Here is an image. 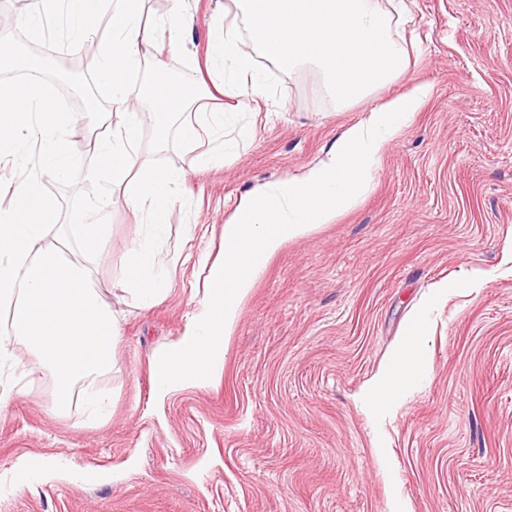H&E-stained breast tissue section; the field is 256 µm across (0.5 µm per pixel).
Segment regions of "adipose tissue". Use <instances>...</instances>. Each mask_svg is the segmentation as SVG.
I'll return each mask as SVG.
<instances>
[{"mask_svg":"<svg viewBox=\"0 0 512 512\" xmlns=\"http://www.w3.org/2000/svg\"><path fill=\"white\" fill-rule=\"evenodd\" d=\"M238 20L213 32L224 66V92L237 103L218 112H198L179 127L189 145L201 137L221 141L232 150L250 134L238 116L246 102L264 99L268 85L259 59L288 68H318L326 91L345 104L366 97L402 74L407 50L393 28L408 11L405 0H232ZM145 0H65L76 26L79 45L96 52L98 76L112 89V132L95 146L102 169L110 176L109 193L87 205L86 221L77 225L85 251L68 256L62 238H49L56 208L32 175L6 187L10 200L0 206V403L18 393L15 377L19 354L35 362L29 380L50 371L52 409L83 405L102 416L108 404L100 379L116 365L121 311L107 302L94 278L103 256L105 235L116 204L141 214L146 239L129 251L126 280L141 305L163 300L171 289L166 264L155 242L167 228L168 205L183 174L161 170L143 160L130 166L131 152L144 123L165 132L173 113L189 110L199 97L195 74L172 78L157 68L154 78L134 86L130 75L143 49L165 34L174 49H184L179 13L164 22L143 20ZM426 87L393 97L367 110L346 128L324 153L297 176L268 181L242 197L223 225L218 254L204 250L196 262L207 271L206 293L180 340L156 354L154 391L164 398L188 385L210 387L224 372V338L240 318L242 304L268 261L288 241L329 224L353 208L369 191L388 144L409 123L428 96ZM420 343L408 354L390 360L370 392L374 407L392 404L394 392L407 389L420 368ZM16 484L31 485L53 477L88 480L87 472L68 459L23 455L11 469Z\"/></svg>","mask_w":512,"mask_h":512,"instance_id":"ef3b65f1","label":"adipose tissue"}]
</instances>
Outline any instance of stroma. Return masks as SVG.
I'll use <instances>...</instances> for the list:
<instances>
[{"label": "stroma", "instance_id": "obj_1", "mask_svg": "<svg viewBox=\"0 0 512 512\" xmlns=\"http://www.w3.org/2000/svg\"><path fill=\"white\" fill-rule=\"evenodd\" d=\"M405 71L337 107L311 67H266L268 97L243 112L234 154L144 126L132 166L150 157L186 177L157 241L171 290L149 308L124 291L129 249L147 233L116 205L96 268L125 313L118 363L96 419L53 412L41 378L0 406V473L23 454L65 457L103 481L0 489V512H512V0H407ZM231 0H146L147 21L180 12L188 48L147 47L131 74L163 59L198 71L211 107L220 66L212 29ZM430 95L383 154L371 191L334 223L272 259L228 336L224 375L206 389L153 395L155 350L180 339L203 297L188 253L219 251L225 218L264 182L301 174L366 109L417 85ZM214 162L191 170L197 151ZM490 273L477 291L469 274ZM447 294L434 308L433 284ZM423 329L427 368L394 410L366 392Z\"/></svg>", "mask_w": 512, "mask_h": 512}]
</instances>
